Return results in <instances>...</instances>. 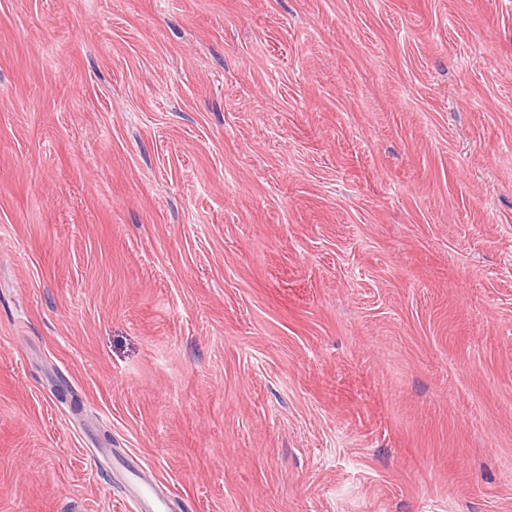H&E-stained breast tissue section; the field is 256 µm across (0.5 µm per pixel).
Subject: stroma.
I'll use <instances>...</instances> for the list:
<instances>
[{"instance_id": "1", "label": "stroma", "mask_w": 512, "mask_h": 512, "mask_svg": "<svg viewBox=\"0 0 512 512\" xmlns=\"http://www.w3.org/2000/svg\"><path fill=\"white\" fill-rule=\"evenodd\" d=\"M512 512V0H0V512ZM112 473L119 475L123 481L127 496L141 512H170V496L161 489V485L147 479L143 469L133 458H115Z\"/></svg>"}]
</instances>
